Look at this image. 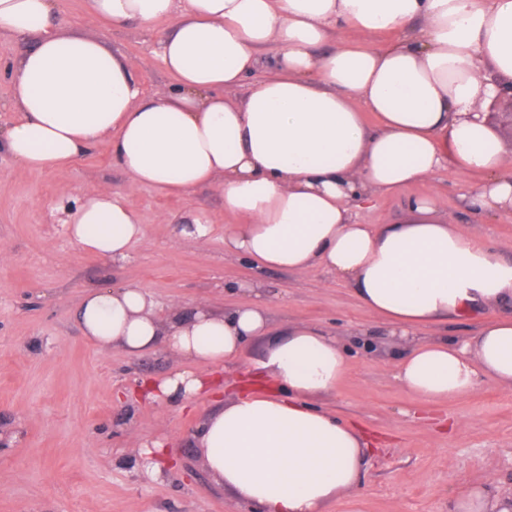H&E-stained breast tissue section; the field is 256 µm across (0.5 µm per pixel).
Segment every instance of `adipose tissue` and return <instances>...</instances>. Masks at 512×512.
I'll return each instance as SVG.
<instances>
[{"mask_svg": "<svg viewBox=\"0 0 512 512\" xmlns=\"http://www.w3.org/2000/svg\"><path fill=\"white\" fill-rule=\"evenodd\" d=\"M85 10L120 27L172 20L158 58L173 82L163 98L146 97L101 40L61 33L56 0H0V35L31 41L11 62L18 117L0 132L17 163L62 175L106 138L130 186L182 196L220 185L225 211L244 218L225 230V252L258 269L318 268L349 285L405 343L392 373L409 393L437 402L489 379L512 386V315L455 340L421 333L512 305V261L461 235L434 196L409 199L382 226L353 213L449 164L476 178L464 196L471 213L512 212V154L487 113L512 92V0H85ZM351 29L400 36L333 45ZM270 44L278 53L261 56ZM261 70L266 78L255 80ZM56 209L70 240L117 262L144 234L138 212L107 185ZM248 290L254 302L217 311L164 305L137 287L93 288L75 317L99 350L163 348L190 362L143 385L146 397L179 405L215 389L201 366L240 358L271 330L260 283ZM256 370L216 399L196 446L217 483L257 512H324L358 485L372 446L305 402L338 386L344 351L330 331L296 325ZM453 508L512 512V497L489 477L461 490Z\"/></svg>", "mask_w": 512, "mask_h": 512, "instance_id": "adipose-tissue-1", "label": "adipose tissue"}]
</instances>
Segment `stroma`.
<instances>
[{
    "label": "stroma",
    "mask_w": 512,
    "mask_h": 512,
    "mask_svg": "<svg viewBox=\"0 0 512 512\" xmlns=\"http://www.w3.org/2000/svg\"><path fill=\"white\" fill-rule=\"evenodd\" d=\"M58 5L64 33L98 38L122 55L147 96L167 91L171 78L154 55L169 21L114 28L89 18L84 0ZM26 46L0 37L1 130L16 118L6 66ZM102 184L126 194L144 227L119 263L72 242L55 210L59 200ZM468 185V176L450 166L377 196L371 208L356 210V221L392 223L406 199L433 194L461 234L512 258V213L479 223L462 199ZM197 212L213 226L202 243L176 229ZM235 221L214 185L170 198L130 188L105 139L61 176L30 172L0 149V512H245L195 446L213 395L200 394L183 409L142 396L144 382L184 369V362L162 348L136 357L98 351L74 312L88 289L127 286L145 288L164 304L206 301L223 310L248 303L239 287L252 281L266 292L272 333L211 375L225 383L244 379L277 333L294 323L318 325L336 336L349 371L336 390L308 397V404L390 443L371 459L352 498L332 502L327 512H352L353 498L359 512H450L461 487L489 475L497 477L499 493H512V387L490 380L462 399L421 401L392 376L402 343L347 284L319 269L259 270L225 253L224 231ZM440 419L462 427L438 430ZM157 442L167 455L154 475L141 461Z\"/></svg>",
    "instance_id": "stroma-1"
}]
</instances>
